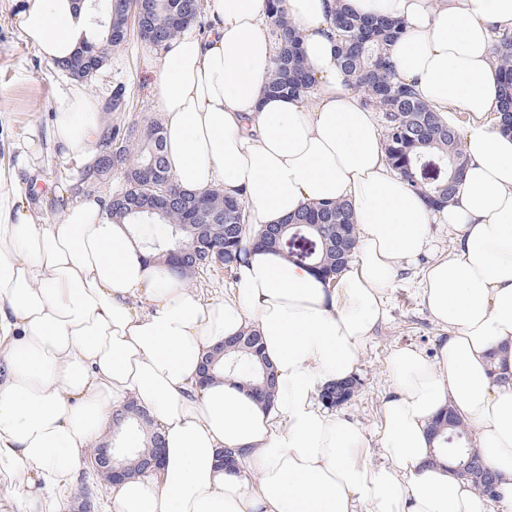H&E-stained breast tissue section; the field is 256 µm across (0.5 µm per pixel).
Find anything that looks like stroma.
I'll use <instances>...</instances> for the list:
<instances>
[{"mask_svg":"<svg viewBox=\"0 0 512 512\" xmlns=\"http://www.w3.org/2000/svg\"><path fill=\"white\" fill-rule=\"evenodd\" d=\"M20 0H0V163L10 164L14 144L31 130L46 132L54 114L52 102L71 79L54 63L41 59L21 39L17 27ZM154 46L137 36L113 51L97 76L87 80L88 91L108 100L116 85H124L125 111L108 114L109 122L146 126L160 120L161 113L154 77L145 68ZM79 165L63 160L52 148H45L34 175L25 177L28 202L43 218L62 219L64 210L58 199ZM417 269L401 273L389 293L388 318L375 331L360 362V385L351 401L339 406L341 415L357 421L368 434L362 459L371 466L384 464L379 450L382 408L389 392L386 362L398 346L417 348L426 358H435L444 331L424 308L416 290Z\"/></svg>","mask_w":512,"mask_h":512,"instance_id":"obj_1","label":"stroma"}]
</instances>
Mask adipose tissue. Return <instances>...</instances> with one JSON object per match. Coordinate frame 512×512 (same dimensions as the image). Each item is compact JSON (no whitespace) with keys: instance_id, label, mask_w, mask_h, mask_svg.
<instances>
[{"instance_id":"obj_1","label":"adipose tissue","mask_w":512,"mask_h":512,"mask_svg":"<svg viewBox=\"0 0 512 512\" xmlns=\"http://www.w3.org/2000/svg\"><path fill=\"white\" fill-rule=\"evenodd\" d=\"M209 27L149 58L164 153L184 189L221 187L248 213V254L207 297L144 249L100 197L58 221L31 209L19 172H35L37 133L19 145L0 189V512H70L60 497L89 444L135 398L165 444L163 467L111 486L108 512H512V134L497 118L496 30L512 0H346L360 16L404 20L397 76L446 121L464 115L468 159L448 205L433 209L389 168L375 112L340 66L334 0H281L315 79L301 95L263 86L278 46L268 0H206ZM21 39L61 62L100 40L86 0H23ZM50 138L85 164L101 151L99 103L74 84L54 100ZM348 203L358 248L340 276L258 246L301 207ZM452 248L433 253L430 227ZM420 266L419 296L447 330L435 359L391 351L380 436L389 466L358 460L366 436L322 399L357 377L401 271ZM263 338L280 397L255 401L235 379L200 384L204 358L246 329ZM455 409L505 480L499 498L449 470L430 426ZM237 452L233 468L225 451Z\"/></svg>"}]
</instances>
